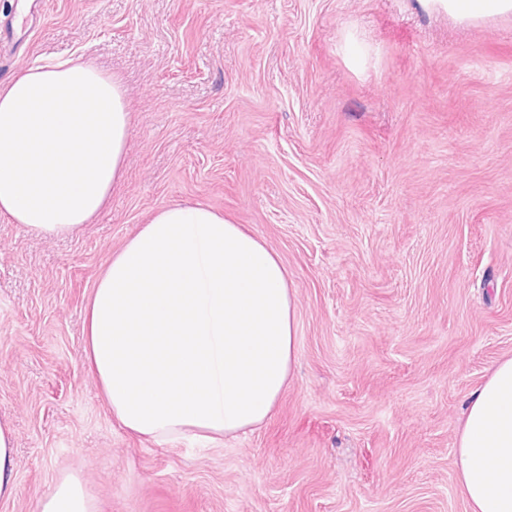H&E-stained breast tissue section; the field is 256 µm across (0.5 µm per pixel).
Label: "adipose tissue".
<instances>
[{
	"label": "adipose tissue",
	"mask_w": 512,
	"mask_h": 512,
	"mask_svg": "<svg viewBox=\"0 0 512 512\" xmlns=\"http://www.w3.org/2000/svg\"><path fill=\"white\" fill-rule=\"evenodd\" d=\"M460 23L512 0H419ZM130 118L119 82L73 58L0 84V216L68 236L123 174ZM86 354L121 426L155 442L217 441L272 415L296 356L295 291L278 255L203 204L159 209L112 255L88 305ZM470 512H512V357L470 394L456 439ZM39 512H96L73 474Z\"/></svg>",
	"instance_id": "ef3b65f1"
}]
</instances>
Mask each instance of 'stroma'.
<instances>
[{"label":"stroma","mask_w":512,"mask_h":512,"mask_svg":"<svg viewBox=\"0 0 512 512\" xmlns=\"http://www.w3.org/2000/svg\"><path fill=\"white\" fill-rule=\"evenodd\" d=\"M0 0V81L73 55L117 78L124 175L74 236L0 217V422L36 512H469L455 442L512 356V17L418 0ZM203 203L280 257L294 377L268 421L157 443L112 418L84 314L159 208ZM428 12L448 15L459 23L512 16V0H419ZM38 512H97L83 482L73 474L57 481L39 502Z\"/></svg>","instance_id":"1"}]
</instances>
